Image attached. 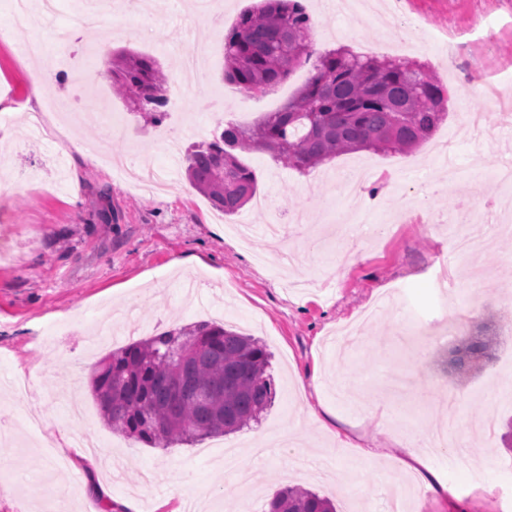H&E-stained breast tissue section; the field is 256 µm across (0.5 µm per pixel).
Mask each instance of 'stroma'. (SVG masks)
Instances as JSON below:
<instances>
[{"label":"stroma","mask_w":512,"mask_h":512,"mask_svg":"<svg viewBox=\"0 0 512 512\" xmlns=\"http://www.w3.org/2000/svg\"><path fill=\"white\" fill-rule=\"evenodd\" d=\"M254 0H223L218 12L191 0H154L150 14L136 0H103L95 29H87L80 0H56L53 15L29 32L45 52L21 53L13 33L12 2L0 0V98L9 106L0 125V178L16 190L0 194V225L15 227V246L0 260V418L15 433L0 444V463L14 474L0 486V512H51L67 500L69 512H96L89 478L109 485L112 496L139 498L142 512H160L206 497L211 512H239L251 502L264 512L275 492L297 485L332 497L339 512H389L390 496L406 477L400 460L417 436L448 421L439 395H452L465 426L451 452L430 455L431 476L408 512H512V452L500 440L512 415V239L503 237L463 262L451 261L459 229L489 226L488 208L512 203V186L473 182L484 165L512 161V112H500L490 129L475 134L463 111L491 105L481 86L461 98V77L512 75V0H401L402 15L388 16L383 0L343 18L324 0H302L319 25L311 38L321 50L345 47L389 56L401 27L414 38L406 57L428 63L449 88L448 115L411 153L356 151L303 173L261 152L241 154L254 171L263 211L247 204L228 216L214 209L185 176L160 195L126 182L104 158L76 151L73 139L104 142L113 156L137 154L151 168L170 166L163 144L173 122L129 110L94 67L96 51L128 49L158 59L172 89L194 84L176 56L187 44L209 49L212 86L199 89L189 107L195 120L250 125L277 111L304 85L309 66L295 68L273 90L245 94L224 80V37ZM494 21L491 35L477 24ZM454 41L460 53L447 65L441 48ZM87 69L94 108L120 115L111 131L101 121H64L28 101L34 71H62L64 63ZM43 115L44 133L25 134L32 113ZM452 142L457 185L430 193L445 170L435 145ZM396 183L380 187V222L363 220L339 184L352 160ZM472 203L470 224L450 220ZM428 210L439 227L422 223ZM280 219L276 237L256 236L242 246L230 232L247 222L263 227ZM211 319L261 339L272 354L275 396L259 423L211 439L209 448H150L112 432L100 416L89 383L95 363L112 349L160 331ZM475 312L469 325L458 313ZM493 339L491 356L478 370L455 373L451 350L471 336ZM317 386H309L310 376ZM29 382L15 398V379ZM83 408L90 430L102 441L95 473L58 467L30 442L26 421L39 415L50 434L70 429L67 400ZM328 408L323 422L307 418L303 403ZM334 449L342 478L332 481L302 470L285 471L286 458ZM488 449L476 462L480 449Z\"/></svg>","instance_id":"obj_1"}]
</instances>
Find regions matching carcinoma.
I'll use <instances>...</instances> for the list:
<instances>
[{"label":"carcinoma","instance_id":"obj_1","mask_svg":"<svg viewBox=\"0 0 512 512\" xmlns=\"http://www.w3.org/2000/svg\"><path fill=\"white\" fill-rule=\"evenodd\" d=\"M312 22L299 0H263L243 12L224 38V76L246 93L276 86L312 63L298 95L251 128L232 123L192 144L186 176L226 215L256 197L254 173L238 153L260 149L308 170L343 152L407 153L444 120L448 90L429 66L412 59L364 56L345 48L316 54ZM112 89L132 101L163 104L168 84L155 58L114 52L102 60ZM493 339L476 336L450 359L457 371L479 368ZM271 355L259 340L199 321L110 352L95 367L94 398L106 424L152 448L228 435L258 420L274 388ZM268 512H336L334 502L300 486L275 494Z\"/></svg>","mask_w":512,"mask_h":512}]
</instances>
